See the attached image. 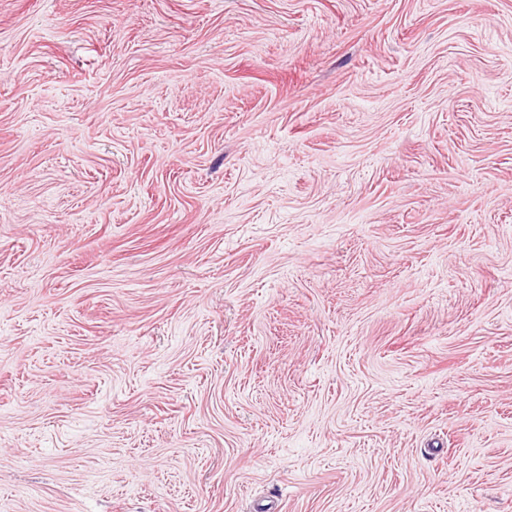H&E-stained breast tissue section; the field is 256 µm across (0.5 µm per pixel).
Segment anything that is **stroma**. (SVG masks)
<instances>
[{
	"label": "stroma",
	"mask_w": 512,
	"mask_h": 512,
	"mask_svg": "<svg viewBox=\"0 0 512 512\" xmlns=\"http://www.w3.org/2000/svg\"><path fill=\"white\" fill-rule=\"evenodd\" d=\"M0 512H512V0H0Z\"/></svg>",
	"instance_id": "stroma-1"
}]
</instances>
